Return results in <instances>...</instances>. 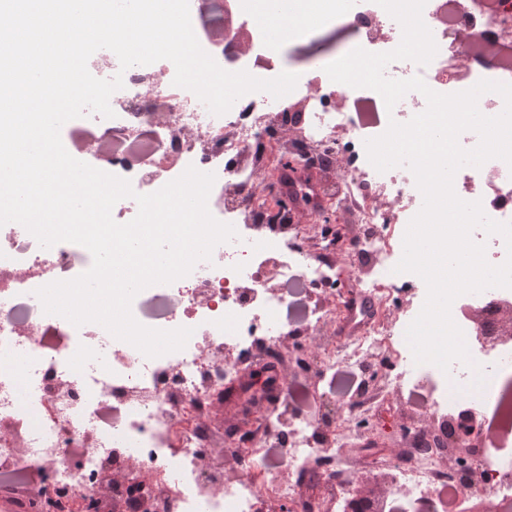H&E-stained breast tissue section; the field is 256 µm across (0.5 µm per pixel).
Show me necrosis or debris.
I'll return each mask as SVG.
<instances>
[{
    "label": "necrosis or debris",
    "mask_w": 512,
    "mask_h": 512,
    "mask_svg": "<svg viewBox=\"0 0 512 512\" xmlns=\"http://www.w3.org/2000/svg\"><path fill=\"white\" fill-rule=\"evenodd\" d=\"M283 5L303 16L290 39L325 37L334 46L333 61L366 43L392 50L401 41L400 24L375 0ZM423 20L436 56L424 67L393 62L388 77L418 75L442 94L483 79L512 84V58L486 59L458 39L466 30L512 48V0H498L493 12L486 0H427ZM192 26L202 49L225 70L257 77L279 57L282 39L259 0H207ZM95 66L104 78L124 75L123 89L110 97L113 120L91 113L80 127L100 144V168L148 194L190 166L215 174L208 208L238 237L217 245L188 276L134 298L132 313L141 324L193 330L184 349L148 358L99 324L77 327L44 312L37 289L89 270L85 247L69 242L45 249L26 229L0 226V419L13 425L0 430V496L26 483L41 512H75L67 488L79 483L92 491L99 469L110 463L153 474L163 512H342L354 482L345 475L340 448L358 437L359 419L403 391L446 417L472 408L481 418H499L487 433L495 450L484 468L495 512H512V345L489 357L470 346L487 378L478 390L471 389L473 373L462 363L446 373L415 363L405 331L427 288L417 275L394 267L422 195L408 168L378 172L364 147V131L380 135L390 121H409L425 110V97L408 93L390 111L377 92L332 82L320 70L302 111H292L287 98L253 92L217 116L191 91L162 81L158 69H121L110 51ZM345 99L364 101L373 119L342 111ZM293 125L303 136L284 144L281 133ZM290 162L316 179L310 225L339 219L349 208L358 234H328L311 245L310 225L277 204V176ZM260 178L266 191L255 187ZM454 190L464 201L481 202L488 217L512 222V166L505 161L461 168ZM365 257L374 267L355 283L372 313L355 335L342 338L349 301L337 297L336 283L348 260ZM315 294L330 296L331 304H313ZM506 300L512 301V289L464 294L451 315L471 339L494 331L495 311ZM371 360L383 369L379 387L365 388L338 421L320 425L288 391L273 398L250 384L254 371L287 369L306 384L310 398L340 367L357 369ZM232 393L244 427L235 436L211 418L214 405ZM89 431L95 444L87 448ZM424 442L422 430L410 427L404 452L391 459L396 488L385 512H407L411 504L417 512H461L458 476ZM224 446L237 461L238 479H225L223 469L206 462L208 449Z\"/></svg>",
    "instance_id": "necrosis-or-debris-1"
}]
</instances>
